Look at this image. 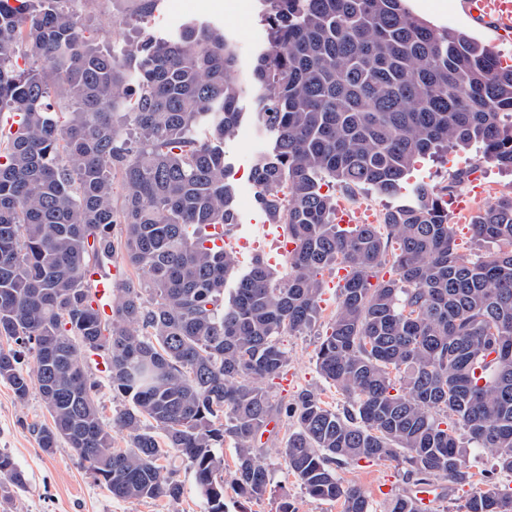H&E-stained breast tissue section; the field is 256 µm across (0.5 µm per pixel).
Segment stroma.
Segmentation results:
<instances>
[{
    "label": "stroma",
    "mask_w": 512,
    "mask_h": 512,
    "mask_svg": "<svg viewBox=\"0 0 512 512\" xmlns=\"http://www.w3.org/2000/svg\"><path fill=\"white\" fill-rule=\"evenodd\" d=\"M408 5L413 13L434 25L461 30L494 47L512 63V38L498 37L488 24L468 18L463 0H408ZM132 9L129 0H113L106 14L92 15L90 25L101 30L104 47H120L124 40L132 37L131 27L116 29L112 26L113 20L130 18ZM159 13L168 20L163 28L167 34L178 31L191 19L208 20L233 32L246 57L269 42L268 29L258 15L256 0H161ZM270 145V134L251 122L244 123L224 143L225 160L236 172L240 215L239 226L228 233L227 248L237 254L241 263H249L258 256L271 268L279 269L285 262L280 251L281 243L265 227L267 217L255 201L257 188L250 177L258 154ZM470 156V151L461 150L449 153L442 163H420L410 178V186L402 191L401 202L412 201L415 183L423 181L435 187L445 185L450 173L468 167ZM323 279L321 316L313 329L284 337L288 366L282 378L273 381L270 391L275 398L288 403L302 392L311 391L325 406L340 413L348 406L346 398L326 382L315 367L319 336L336 307L338 286L335 273H325ZM49 421L38 393H31L27 401L21 402L9 386L0 383V450L8 452L27 477L24 489L0 499V512H206L194 473L185 466L177 474L183 486V495L178 502L128 501L112 497L66 443H59L50 454L39 448L35 429ZM291 429V420L283 419L259 441L264 462L271 473L272 496L243 505L233 489H226L228 512H273L275 499L281 495L288 496L297 512H341L339 502L309 497L298 480L287 472L278 450ZM464 471L466 482L441 481L443 493L432 512H465L468 494L484 488L490 479L500 487H512V477L495 472L493 460L485 450L469 449ZM341 476L346 483L359 486L370 497L376 512H382L384 502L390 496L409 493L416 486V479L408 475L406 465L397 461H363L343 469Z\"/></svg>",
    "instance_id": "35a3bbf8"
}]
</instances>
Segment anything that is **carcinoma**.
<instances>
[{
	"mask_svg": "<svg viewBox=\"0 0 512 512\" xmlns=\"http://www.w3.org/2000/svg\"><path fill=\"white\" fill-rule=\"evenodd\" d=\"M131 2L144 22L160 0ZM259 3L270 49L239 75L238 44L215 24L114 52L85 35L76 0H0V338L34 353L25 369L0 347V382L20 402L37 390L44 452L66 442L124 500L178 501L179 461L207 512H226L227 442L231 487L263 499L256 443L282 417L287 470L342 512L375 509L341 465L400 460L425 479H464L450 418L512 474V192L472 217L480 250L467 257L448 196L472 168L418 184L415 203L385 212L384 234L336 223V195L322 191L394 196L454 148L474 150L473 168L512 171V66L406 0ZM248 100L273 140L253 166L256 201L295 244L283 272L207 246L209 227L238 223L224 139ZM117 254L143 276L112 289L107 314L90 266ZM326 270L345 274L315 366L348 399L341 415L312 391L288 406L267 388L288 364L281 337L320 315ZM100 353L129 401L112 418L124 448L88 375ZM24 483L0 452V497ZM464 508L512 512V488L491 483ZM384 512L420 510L398 494Z\"/></svg>",
	"mask_w": 512,
	"mask_h": 512,
	"instance_id": "cac0c4a2",
	"label": "carcinoma"
}]
</instances>
